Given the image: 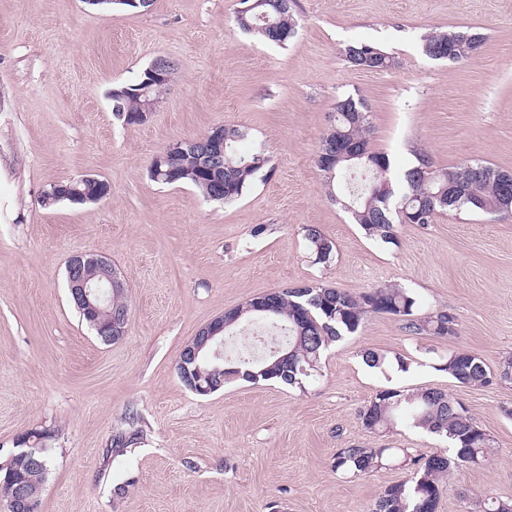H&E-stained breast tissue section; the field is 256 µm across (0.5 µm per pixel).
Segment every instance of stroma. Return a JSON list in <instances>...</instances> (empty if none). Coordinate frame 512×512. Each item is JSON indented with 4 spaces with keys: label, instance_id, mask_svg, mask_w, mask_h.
Masks as SVG:
<instances>
[{
    "label": "stroma",
    "instance_id": "obj_1",
    "mask_svg": "<svg viewBox=\"0 0 512 512\" xmlns=\"http://www.w3.org/2000/svg\"><path fill=\"white\" fill-rule=\"evenodd\" d=\"M283 46L241 31L240 0H155L149 11L83 0H0V468L22 433L50 430L42 512H371L401 469L336 472L349 446L439 452L445 443L397 426L372 435L357 414L379 390H444L494 440L480 468L453 469L437 512H476L486 494L512 498V382L465 387L436 371L453 348L490 369L512 355V214L451 211L368 239L329 201L316 152L338 98L363 99L371 143L395 171L423 150L435 166L467 159L512 169V0H292ZM481 34L480 56L449 62L421 50L431 31ZM377 45L391 68L353 66L347 46ZM177 65L150 119L117 120L107 93L157 57ZM244 127L269 163L237 201L161 185L150 163L168 143L218 125ZM92 174L98 203L42 205L54 183ZM315 226L335 245L313 263ZM106 258L131 315L101 342L66 288L70 257ZM311 282L354 295L382 285L414 292L422 313L454 316L453 337L411 336L390 315L368 317L333 343L304 390L232 380L191 393L183 345L224 310ZM415 367H367L364 351ZM136 413L140 433L110 452Z\"/></svg>",
    "mask_w": 512,
    "mask_h": 512
}]
</instances>
